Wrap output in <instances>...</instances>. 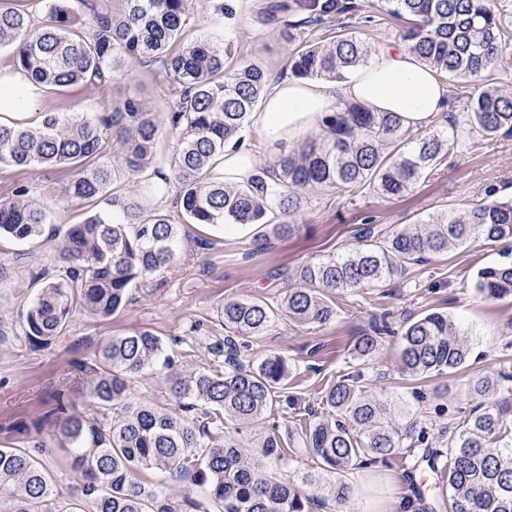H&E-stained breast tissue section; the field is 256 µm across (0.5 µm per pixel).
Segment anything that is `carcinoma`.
I'll return each instance as SVG.
<instances>
[{"mask_svg":"<svg viewBox=\"0 0 512 512\" xmlns=\"http://www.w3.org/2000/svg\"><path fill=\"white\" fill-rule=\"evenodd\" d=\"M114 14L93 9L92 24L82 29L71 20L62 0H50L48 20L32 27L30 16L0 5V48L15 50L18 67L43 86L63 87L104 82L130 60L160 64L175 87L168 113L178 133L172 162L163 183L152 184L135 199L104 195L111 170L80 168L101 153L108 131L126 146L124 167L137 172L155 163L160 130L155 113L129 100L121 109L95 119L62 118L45 112L33 127L0 124V163L79 167L72 184L82 199L104 197L108 209L96 210L80 224L46 228L47 214L23 199L0 203V241L24 243L43 237L56 242L58 261L41 269L40 288L24 318L25 336L47 343L61 335L71 314L81 309L108 316L125 301L130 288L168 267L176 256L179 225L169 214L149 208L152 194L178 186L184 224L212 227L256 225L265 237L291 231L307 196L327 189L368 185L381 195L408 194L433 171L448 149L512 133V92L501 79L509 68L512 18L497 0H379L380 11L406 19L401 37L420 61L450 78L474 79L477 91L446 124L424 128L404 124L395 112H370L346 104L322 120L319 132L244 184H224L212 171L225 145L241 132L265 94L266 72L253 63L231 61L230 44L200 40L174 51L192 15L190 0H124ZM320 15H354L356 0H310ZM375 49L344 29L330 42L307 44L295 52L291 71L298 78L342 81L348 71L367 62ZM283 220H266L271 203ZM473 238L499 242L512 238V197L487 196L463 211L443 209L415 224H402L383 237L367 231L361 244L327 260L309 262L298 272L300 286L288 291V314L298 322L324 325L336 317L329 296L336 292L383 287L412 264L443 256ZM475 287L485 297L512 296V263L485 266ZM229 336L214 353L227 368L171 373L166 407L133 402L130 379L162 362L161 337L150 330L105 343L83 367L92 413L55 412L54 442L70 449L71 464L85 481L64 512H310L314 497L303 496L254 460L224 422L249 424L272 411L288 367L269 356L255 368L240 359L236 337L259 336L275 321L260 301L224 304ZM388 326L374 324L351 349L355 360L374 356ZM401 373L411 377L442 375L461 369L469 358L464 333L448 315L430 312L409 321L401 336ZM362 376L350 373L322 396L329 414L301 426V442L320 469L336 474L354 462L371 465L403 447L416 422L386 397L365 393ZM471 392L483 398L497 390L493 374L471 379ZM120 409L113 421L111 411ZM440 474L437 496L448 512H512V396L479 403L448 430V452L435 451L430 463ZM160 472L188 478L204 489L205 499L164 485H150L139 475ZM0 486L12 489L10 507L0 512H53V490L38 458L25 449L0 446ZM327 495L348 501L350 486L341 479L327 483Z\"/></svg>","mask_w":512,"mask_h":512,"instance_id":"carcinoma-1","label":"carcinoma"}]
</instances>
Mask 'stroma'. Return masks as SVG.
Here are the masks:
<instances>
[{"label": "stroma", "mask_w": 512, "mask_h": 512, "mask_svg": "<svg viewBox=\"0 0 512 512\" xmlns=\"http://www.w3.org/2000/svg\"><path fill=\"white\" fill-rule=\"evenodd\" d=\"M226 2L234 13L229 20L215 14L210 0H194L200 23L186 30L185 41L229 40L235 60L258 64L271 77L290 76L293 53L308 40L330 42L340 26H349L373 46L397 39L401 28L388 16L368 22L376 0H358L356 15L327 17L295 36L286 26L292 0ZM130 98L155 112L162 129L159 155L171 158L176 141L166 120L172 105L171 79L161 65L130 66L105 83L47 89L35 109L66 118L94 117L121 108ZM74 175L69 165L17 168L0 163V203L16 199L23 186L28 200L46 210L50 223H81L96 205L71 193ZM491 191L512 195V135L482 140L467 151L450 150L402 198L389 199L368 188L310 194L298 223L285 236L258 241L240 229L183 225L171 266L134 286L112 315L73 313L64 334L46 346L31 344L23 333L21 314L35 296L30 284L50 259L52 244L38 240L18 248L6 245V252L18 249L26 258L14 265L12 279L0 284V446L12 444L11 429L19 424L28 426L32 440L47 442L38 459L53 486L52 505H67L83 478L70 465L65 449L50 445L52 413L61 401L87 411L88 386L79 365L94 359L112 338L148 329L163 338L174 370L214 369L211 347L226 335L221 318L225 303L260 300L273 308L275 321L262 335L239 338L241 358L253 367L268 356L282 357L289 369L287 394L296 404L279 402L271 414L240 428L237 438L244 448L257 453L266 438L277 437L281 455H270L263 464L273 476L301 485L314 463L302 453L295 411L320 409L325 388L357 371L367 393L404 405L426 436L420 444L406 441L400 453L386 461L349 468L341 475L353 489L349 501L341 505L328 499L311 506L310 512H392L395 500L415 503L421 496H433L435 473L423 464L411 467L409 456L421 455L426 448L447 449V428L461 423L477 405L470 391L472 377L501 371L512 375V297L488 299L474 286L480 268L512 262V239L492 243L476 238L449 249L447 255L409 266L386 287L336 293V317L325 325L290 318L286 295L298 286L303 264L357 247L362 228L388 232L446 207L465 209ZM433 311L448 313L460 323L470 357L451 375H401L403 325L406 319ZM382 321L392 333L382 340L377 354L365 362L353 359L350 350L356 338ZM169 372L159 365L144 369L131 381V399L168 403Z\"/></svg>", "instance_id": "35a3bbf8"}]
</instances>
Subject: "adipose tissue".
<instances>
[{"label": "adipose tissue", "instance_id": "obj_1", "mask_svg": "<svg viewBox=\"0 0 512 512\" xmlns=\"http://www.w3.org/2000/svg\"><path fill=\"white\" fill-rule=\"evenodd\" d=\"M41 92V86L23 70L0 73V123L22 113L32 114ZM346 103H358L374 112H394L406 125L425 127L449 110L450 90L405 46L387 42L344 81H271L259 109L251 114V128L267 142L288 144ZM255 168V153L244 142L227 145L216 165L225 182L238 184L249 179Z\"/></svg>", "mask_w": 512, "mask_h": 512}]
</instances>
